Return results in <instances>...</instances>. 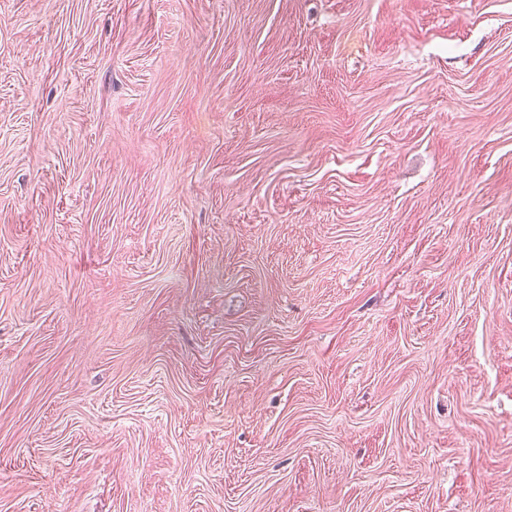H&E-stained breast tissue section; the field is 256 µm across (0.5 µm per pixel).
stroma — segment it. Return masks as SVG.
I'll use <instances>...</instances> for the list:
<instances>
[{
	"label": "stroma",
	"instance_id": "1",
	"mask_svg": "<svg viewBox=\"0 0 512 512\" xmlns=\"http://www.w3.org/2000/svg\"><path fill=\"white\" fill-rule=\"evenodd\" d=\"M0 512H512V0H0Z\"/></svg>",
	"mask_w": 512,
	"mask_h": 512
}]
</instances>
